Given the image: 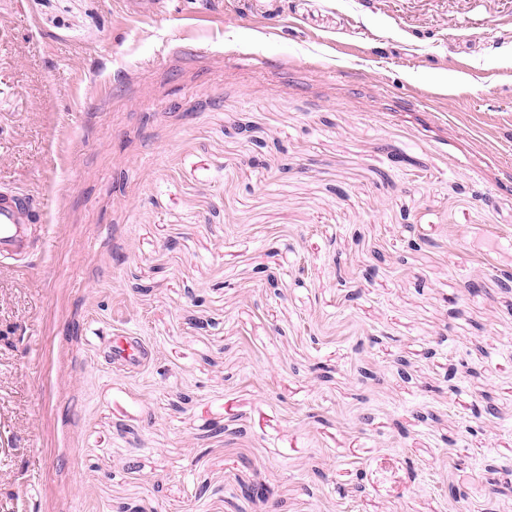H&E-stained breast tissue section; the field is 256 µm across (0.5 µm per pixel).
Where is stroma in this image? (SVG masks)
Returning a JSON list of instances; mask_svg holds the SVG:
<instances>
[{"label": "stroma", "instance_id": "obj_1", "mask_svg": "<svg viewBox=\"0 0 512 512\" xmlns=\"http://www.w3.org/2000/svg\"><path fill=\"white\" fill-rule=\"evenodd\" d=\"M264 2L0 0V512H512V0ZM43 200L10 185H0V265L28 264L30 254L46 233Z\"/></svg>", "mask_w": 512, "mask_h": 512}]
</instances>
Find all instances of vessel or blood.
<instances>
[{
  "instance_id": "vessel-or-blood-1",
  "label": "vessel or blood",
  "mask_w": 512,
  "mask_h": 512,
  "mask_svg": "<svg viewBox=\"0 0 512 512\" xmlns=\"http://www.w3.org/2000/svg\"><path fill=\"white\" fill-rule=\"evenodd\" d=\"M45 233L42 199L17 187L0 185V265L26 267Z\"/></svg>"
}]
</instances>
